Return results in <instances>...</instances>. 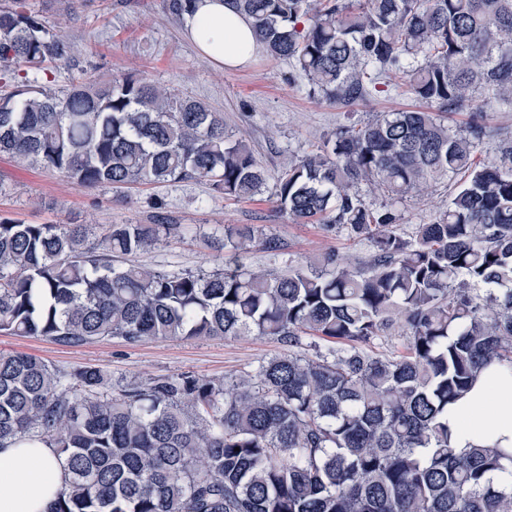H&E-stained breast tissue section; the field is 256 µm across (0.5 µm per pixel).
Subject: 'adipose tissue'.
Here are the masks:
<instances>
[{
    "instance_id": "obj_1",
    "label": "adipose tissue",
    "mask_w": 512,
    "mask_h": 512,
    "mask_svg": "<svg viewBox=\"0 0 512 512\" xmlns=\"http://www.w3.org/2000/svg\"><path fill=\"white\" fill-rule=\"evenodd\" d=\"M186 39L202 57L227 69L247 67L259 51L252 24L233 0H194L181 17ZM452 447L512 448V372L492 367L448 410ZM68 480L56 448L17 439L0 445V512H49Z\"/></svg>"
}]
</instances>
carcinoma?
I'll return each instance as SVG.
<instances>
[{
    "label": "carcinoma",
    "mask_w": 512,
    "mask_h": 512,
    "mask_svg": "<svg viewBox=\"0 0 512 512\" xmlns=\"http://www.w3.org/2000/svg\"><path fill=\"white\" fill-rule=\"evenodd\" d=\"M267 54L342 107L396 77L421 106L337 129L278 175L293 221L365 241L280 273L249 269L252 226L214 244L228 264L164 274L114 266L183 231L0 216V331L66 345L119 336H274L286 352L238 379L181 374L112 382L0 351V444L27 436L64 456L50 512H512V451L450 446L448 405L477 373L512 368V140L474 162L476 100L512 110V0H235ZM76 68L68 36L35 12L0 7V156L86 187L206 181L227 197L267 183L251 150L206 103L125 75L62 90L45 64ZM458 185L431 224L400 232L392 204ZM312 342H306V339ZM404 350L381 353L377 340ZM315 349V356L306 348Z\"/></svg>",
    "instance_id": "obj_1"
}]
</instances>
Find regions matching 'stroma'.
I'll use <instances>...</instances> for the list:
<instances>
[{
	"mask_svg": "<svg viewBox=\"0 0 512 512\" xmlns=\"http://www.w3.org/2000/svg\"><path fill=\"white\" fill-rule=\"evenodd\" d=\"M54 30L67 34L88 80L103 82L123 74L163 86L174 96H191L224 115L233 138L243 141L269 178L317 150L340 125L384 112L408 110L415 101L406 89L373 92L359 105L341 108L305 81L293 78L286 61L258 53L251 65L226 70L202 58L170 15L168 0H22ZM273 187L232 199L203 181L140 184L123 189L87 188L60 173L20 165L0 157V216L27 224H86L103 233L113 224H148L163 204L167 223L181 224L183 235L142 252L138 264L166 274L216 271L224 254L206 240L228 226L251 225L281 248L251 247L247 266L287 269L329 250L352 257L368 254L365 243L317 224H296L276 210ZM448 205V185L439 183L397 204L402 229L434 222ZM17 350L42 358L54 368L72 371L96 366L121 382H147L189 373L232 380L254 372L284 353L272 336L145 339L131 344L118 337L78 346L43 336L0 333V351Z\"/></svg>",
	"mask_w": 512,
	"mask_h": 512,
	"instance_id": "1",
	"label": "stroma"
}]
</instances>
